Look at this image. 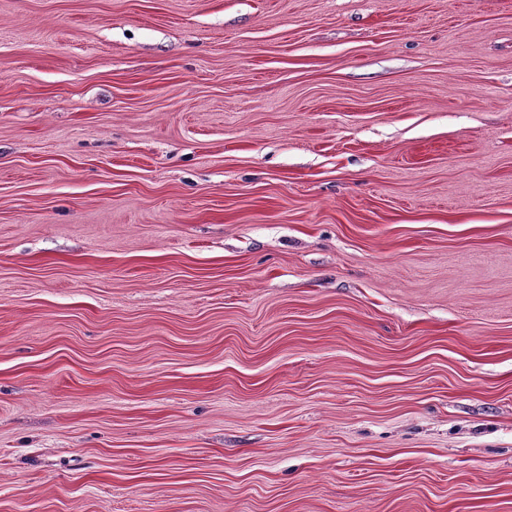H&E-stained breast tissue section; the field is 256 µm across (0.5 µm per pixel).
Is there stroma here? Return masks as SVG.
<instances>
[{
    "label": "stroma",
    "instance_id": "obj_1",
    "mask_svg": "<svg viewBox=\"0 0 512 512\" xmlns=\"http://www.w3.org/2000/svg\"><path fill=\"white\" fill-rule=\"evenodd\" d=\"M0 512H512V0H0Z\"/></svg>",
    "mask_w": 512,
    "mask_h": 512
}]
</instances>
